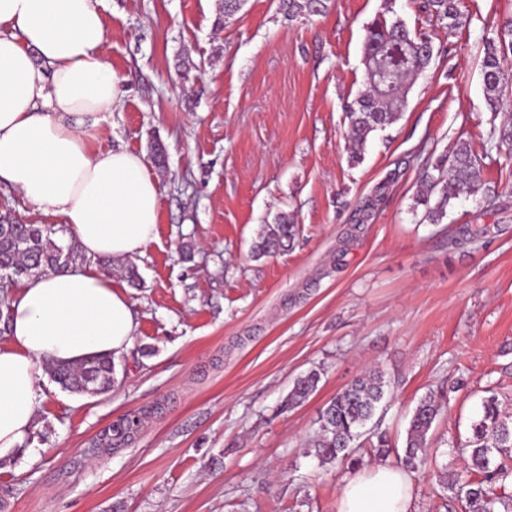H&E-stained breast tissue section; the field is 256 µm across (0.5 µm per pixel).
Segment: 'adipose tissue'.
I'll use <instances>...</instances> for the list:
<instances>
[{
	"label": "adipose tissue",
	"mask_w": 512,
	"mask_h": 512,
	"mask_svg": "<svg viewBox=\"0 0 512 512\" xmlns=\"http://www.w3.org/2000/svg\"><path fill=\"white\" fill-rule=\"evenodd\" d=\"M98 0H0V184L62 217L89 262L18 282L0 346V460L26 452L49 362L121 355L136 317L101 257L156 238L158 181L145 155L97 146L98 116L125 91L104 56ZM410 476L393 464L348 477L338 512H411Z\"/></svg>",
	"instance_id": "ef3b65f1"
}]
</instances>
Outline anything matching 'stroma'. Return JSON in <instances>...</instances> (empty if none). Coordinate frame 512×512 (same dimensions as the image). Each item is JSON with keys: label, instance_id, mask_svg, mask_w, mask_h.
Returning a JSON list of instances; mask_svg holds the SVG:
<instances>
[{"label": "stroma", "instance_id": "35a3bbf8", "mask_svg": "<svg viewBox=\"0 0 512 512\" xmlns=\"http://www.w3.org/2000/svg\"><path fill=\"white\" fill-rule=\"evenodd\" d=\"M419 2L394 9L431 39L432 62L354 163L346 104L364 87L365 27L384 0H331L292 22L278 0H247L225 22L222 0H99L105 56L127 82L98 146L165 147L157 236L108 268L137 320L115 384L79 394L44 377L29 453L0 462L5 512H338L345 478L381 459L364 438L355 464L325 465L308 442L321 410L372 367L391 390L373 425L395 450L420 398L445 393L412 512H464L450 476L464 468L484 398L512 415V146L480 164L495 204L463 197L428 224L416 197L426 166L457 139L482 145L495 116L512 115V56L499 111L481 73L512 0H463L451 33ZM381 183L375 217L347 241ZM283 212L298 227L292 248L255 258L259 226ZM463 224L491 232L449 244ZM312 370L316 390L286 407ZM128 414L141 419L133 439L98 453Z\"/></svg>", "mask_w": 512, "mask_h": 512}]
</instances>
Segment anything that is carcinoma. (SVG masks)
<instances>
[{"instance_id": "carcinoma-1", "label": "carcinoma", "mask_w": 512, "mask_h": 512, "mask_svg": "<svg viewBox=\"0 0 512 512\" xmlns=\"http://www.w3.org/2000/svg\"><path fill=\"white\" fill-rule=\"evenodd\" d=\"M289 21L320 15L328 9L327 0H280ZM462 0H423L422 9L437 27L453 32L462 15ZM434 48L430 38L412 34L397 17L375 19L366 26L363 46L365 85L347 108L351 119L353 158L358 160L369 135L393 125L406 105L413 80L431 63ZM512 53V19L500 30L498 41H490L482 62L484 95L491 107L503 104L505 85L502 64ZM489 138L512 144V118L490 130ZM473 144L458 139L449 152L433 166L438 175L423 179L424 192L417 204L426 206L423 220L440 224L448 215V206L462 196H475L483 190ZM386 185L376 188L359 209L358 224L349 239L356 237L360 225L374 216ZM434 205H429L431 197ZM296 232L288 214L279 215L272 224H264L253 246L259 258L288 249ZM487 227L465 224L451 242L456 244L484 237ZM58 230L39 224H0V286L8 288L14 278L32 277L48 271L76 267L84 261L73 242L55 238ZM51 377L62 387L80 393H99L112 386L115 365L110 355L92 356L77 364L52 363ZM320 379L312 371L296 380L288 395V404L303 402L315 390ZM386 393L381 372L371 370L355 378L336 393L320 415V425L312 447L324 464H344L351 458L353 443L360 429L374 415ZM442 409L441 398L429 394L415 408L407 431L403 455L397 464L410 472L425 464L427 435ZM139 427L136 417H127L113 425L107 442L120 445ZM468 473L475 479L457 476L453 483L464 493L467 512H512V495L505 492V482L512 478V417L503 414L498 398L491 395L482 402V415L473 425V441L468 454Z\"/></svg>"}]
</instances>
